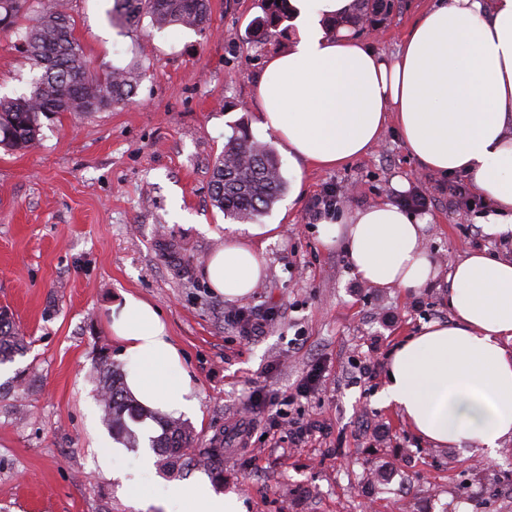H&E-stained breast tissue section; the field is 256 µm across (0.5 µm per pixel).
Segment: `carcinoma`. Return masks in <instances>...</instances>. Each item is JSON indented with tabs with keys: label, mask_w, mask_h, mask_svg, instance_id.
<instances>
[{
	"label": "carcinoma",
	"mask_w": 512,
	"mask_h": 512,
	"mask_svg": "<svg viewBox=\"0 0 512 512\" xmlns=\"http://www.w3.org/2000/svg\"><path fill=\"white\" fill-rule=\"evenodd\" d=\"M354 12L330 25L334 30L352 25L363 31L367 23L391 8L384 0H354ZM27 0H0V31L19 28L26 20L23 52L39 70L29 94L0 98V146L26 151L39 140L40 115L68 112L81 116L101 112L132 102L143 74V67L132 62L123 68L108 67L100 75L88 71L85 55L74 36L75 20L68 13L67 0H38L39 8L27 17ZM208 0H114L111 19L130 24L148 15L159 27L173 25L202 31L207 25ZM292 19L288 0H264V16L253 28L255 40L273 36ZM281 165L268 144L257 140L245 124L224 144L215 160L211 181V200L224 216L242 223L266 215L287 190ZM27 346L7 307H0V364L13 361ZM97 396L102 423L130 447L139 438L127 419L142 416V410L125 390L123 372L112 361V352L100 348L95 357ZM195 446V434L184 420L168 418L162 433L150 439V448L164 462L171 478L183 477L192 466L207 471L213 479L223 478L224 441L210 448Z\"/></svg>",
	"instance_id": "carcinoma-1"
}]
</instances>
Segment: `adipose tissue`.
I'll use <instances>...</instances> for the list:
<instances>
[{
    "mask_svg": "<svg viewBox=\"0 0 512 512\" xmlns=\"http://www.w3.org/2000/svg\"><path fill=\"white\" fill-rule=\"evenodd\" d=\"M353 0H290L300 21L288 49L267 58L256 82L260 123L289 157L340 168L376 146L394 125L418 166L461 174L489 203L490 237L512 239V0H432L395 55L329 32ZM426 218L388 202L324 221L325 245L343 243L359 279L416 289L437 276L423 246ZM204 275L228 300L265 276L245 239L225 240ZM450 322L425 326L394 352L382 393L434 447L466 443L491 453L512 439V258L467 254L449 274ZM125 386L143 409L179 417L196 407L191 376L159 308L129 292L111 309ZM481 410L472 425L461 405ZM179 512H245L237 493L207 480L173 487Z\"/></svg>",
    "mask_w": 512,
    "mask_h": 512,
    "instance_id": "1",
    "label": "adipose tissue"
}]
</instances>
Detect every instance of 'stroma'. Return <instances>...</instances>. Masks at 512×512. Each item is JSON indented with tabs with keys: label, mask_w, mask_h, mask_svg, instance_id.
Here are the masks:
<instances>
[{
	"label": "stroma",
	"mask_w": 512,
	"mask_h": 512,
	"mask_svg": "<svg viewBox=\"0 0 512 512\" xmlns=\"http://www.w3.org/2000/svg\"><path fill=\"white\" fill-rule=\"evenodd\" d=\"M430 4L398 0L378 34L362 40L395 53ZM111 6L71 0L74 35L91 71L143 63L132 102L84 118L41 117L34 148H0V306L31 340L26 354L0 365V384L19 370L33 380L31 391L0 402V512H136L97 466L96 438L107 430L91 379L96 350L119 348L110 307L123 291L162 310L192 376L199 408L187 421L196 445L223 437L219 490L238 493L247 512H512V440L491 465L476 467L473 445L433 447L381 396L394 349L451 318L447 276L456 262L475 249L512 254L511 244L483 233L480 207L451 197L459 176L421 170L391 126L340 169L306 167L280 152L288 189L249 238L266 277L248 297L224 300L203 275L224 246L226 219L210 199L213 164L241 122L279 147L258 124L255 83L297 27L247 43L261 0H209L200 32L160 30L146 15L115 25ZM19 46L18 34L0 33V98L31 89L35 72ZM328 186L344 213L406 192L429 196L423 244L437 261L436 280L416 290L360 281L342 247L321 242L308 211ZM241 307L273 315L249 341L227 319ZM355 360L374 363L373 378L349 379ZM318 363L328 372L324 390L295 408L326 436L299 447H247L233 436L248 416L255 431L266 427V417L246 410L253 390L288 395ZM379 428L385 440H374ZM114 466L178 512L161 469L143 470L139 450H125Z\"/></svg>",
	"instance_id": "stroma-1"
}]
</instances>
